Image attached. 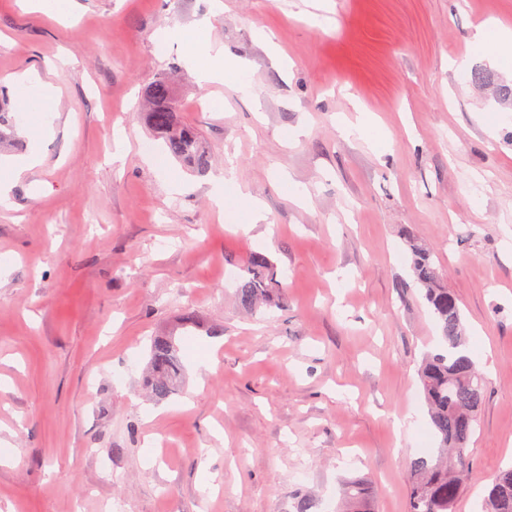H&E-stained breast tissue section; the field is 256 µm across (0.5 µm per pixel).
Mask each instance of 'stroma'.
<instances>
[{"label":"stroma","instance_id":"35a3bbf8","mask_svg":"<svg viewBox=\"0 0 512 512\" xmlns=\"http://www.w3.org/2000/svg\"><path fill=\"white\" fill-rule=\"evenodd\" d=\"M69 11L0 0V97L25 115L0 154L42 158L0 205V512H296L302 499L336 512L352 477L376 487L374 512H409L430 429L418 368L438 332L401 290L407 230L433 250L486 376L457 506L478 512L512 465V70L472 41L512 29V0ZM207 42L241 69L203 87L187 58L210 64ZM26 72L52 100H21ZM163 72L213 156L205 174L158 161L144 104ZM344 117L374 121L381 146L342 136ZM245 197L265 215L246 235ZM254 251L283 285L282 306L256 317L224 278ZM189 316L184 387L155 402L150 339Z\"/></svg>","mask_w":512,"mask_h":512}]
</instances>
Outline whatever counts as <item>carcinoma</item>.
<instances>
[{
  "label": "carcinoma",
  "mask_w": 512,
  "mask_h": 512,
  "mask_svg": "<svg viewBox=\"0 0 512 512\" xmlns=\"http://www.w3.org/2000/svg\"><path fill=\"white\" fill-rule=\"evenodd\" d=\"M151 107L146 121L176 159L205 172L211 157L197 129L178 118L168 77L161 75L146 91ZM15 133L8 104L0 105V144ZM403 245L410 255L413 283L423 293L439 328V347L427 354L419 369L424 401L436 446L410 462L409 512H454L465 482L472 479L466 454L476 434L484 400V376L468 351V336L454 294L441 283L430 247L407 232ZM282 284L270 259L255 252L244 264L236 288L239 306L250 313H267L280 306ZM187 337L154 336L150 340L144 386L157 401L178 394L184 381L182 347ZM372 491L361 480L344 488V512H371ZM481 512H512V467L491 478Z\"/></svg>",
  "instance_id": "1"
}]
</instances>
